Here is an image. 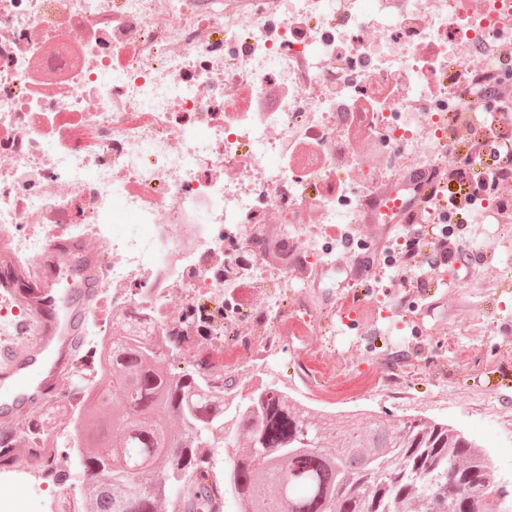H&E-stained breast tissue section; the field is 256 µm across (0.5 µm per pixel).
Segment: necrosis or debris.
<instances>
[{"mask_svg": "<svg viewBox=\"0 0 512 512\" xmlns=\"http://www.w3.org/2000/svg\"><path fill=\"white\" fill-rule=\"evenodd\" d=\"M511 36L512 0H0V247L31 263L90 239L146 333L251 335L203 371L249 388L281 364L283 316L324 333L314 284L260 240L317 273L350 263L377 185L455 169L472 139L493 160L512 56L485 47Z\"/></svg>", "mask_w": 512, "mask_h": 512, "instance_id": "obj_1", "label": "necrosis or debris"}]
</instances>
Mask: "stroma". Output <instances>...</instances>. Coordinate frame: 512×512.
<instances>
[{
  "mask_svg": "<svg viewBox=\"0 0 512 512\" xmlns=\"http://www.w3.org/2000/svg\"><path fill=\"white\" fill-rule=\"evenodd\" d=\"M461 231L472 244L460 256V270L441 275L438 288L447 299L432 305L419 288L397 287L393 269L378 262L363 285V299L347 315L335 316L350 274L330 270L317 284L323 316L336 318L330 348L309 341L286 319L283 363L319 376L328 402L398 420L407 411L391 397L370 349L380 341L404 351L409 362L402 390L428 401L426 416L491 447L495 482L511 506L512 437L502 429L512 420V335L500 329L512 327V287L495 290L489 283L512 274V244L500 242L494 224H465ZM464 317L471 318L470 327H460Z\"/></svg>",
  "mask_w": 512,
  "mask_h": 512,
  "instance_id": "obj_1",
  "label": "stroma"
}]
</instances>
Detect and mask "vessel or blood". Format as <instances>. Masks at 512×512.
<instances>
[{
	"mask_svg": "<svg viewBox=\"0 0 512 512\" xmlns=\"http://www.w3.org/2000/svg\"><path fill=\"white\" fill-rule=\"evenodd\" d=\"M380 194L390 203L387 212L372 211L366 221L388 227L419 223L426 202L443 199L417 174L386 184ZM103 266L99 249L83 238L53 239L31 267L0 250V303L32 319L30 332L0 335V430L25 431L36 413L69 393L86 326L105 305ZM62 272L65 289L56 286Z\"/></svg>",
	"mask_w": 512,
	"mask_h": 512,
	"instance_id": "obj_1",
	"label": "vessel or blood"
}]
</instances>
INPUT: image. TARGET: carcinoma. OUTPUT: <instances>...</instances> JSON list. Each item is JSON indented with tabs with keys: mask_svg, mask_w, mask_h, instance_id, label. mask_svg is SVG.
<instances>
[{
	"mask_svg": "<svg viewBox=\"0 0 512 512\" xmlns=\"http://www.w3.org/2000/svg\"><path fill=\"white\" fill-rule=\"evenodd\" d=\"M125 319L104 348L101 380L83 386L71 447L83 512H210L211 492L235 512H501L485 449L426 416L364 422L312 408L265 384L243 396L174 373L167 352ZM234 463L213 472L219 450Z\"/></svg>",
	"mask_w": 512,
	"mask_h": 512,
	"instance_id": "1",
	"label": "carcinoma"
}]
</instances>
